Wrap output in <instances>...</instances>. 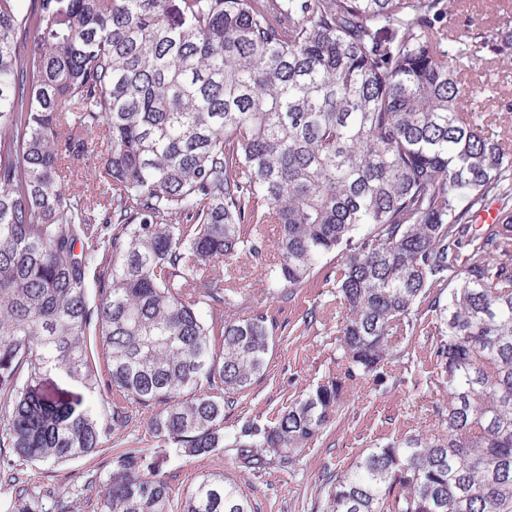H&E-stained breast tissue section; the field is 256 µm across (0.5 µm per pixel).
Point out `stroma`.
Wrapping results in <instances>:
<instances>
[{"label": "stroma", "instance_id": "stroma-1", "mask_svg": "<svg viewBox=\"0 0 512 512\" xmlns=\"http://www.w3.org/2000/svg\"><path fill=\"white\" fill-rule=\"evenodd\" d=\"M249 293L237 312L247 316L267 309L277 327L264 375L236 397L224 411V435L231 438L242 426L270 425L298 395L335 377L338 371L336 325L345 310L324 288H306L291 299L271 284L264 267L247 276ZM313 326H305L308 313ZM437 319L424 313L417 335L404 337L408 361L389 370L387 379L363 377L346 381L336 419L311 443L294 468L277 467L258 474L239 471L234 459L215 451L187 456L149 442L145 449L160 462L159 477L167 482L174 500L184 498L203 476L224 474L237 480L249 495L255 512H320L328 490L327 477L343 470L366 449L410 435L438 433L437 407L448 403V387L436 363ZM148 413H140L128 427L102 438V450L45 466L25 463L21 469L31 491H54L72 501L75 512H93L96 492L89 480H104L112 469L111 447L143 437Z\"/></svg>", "mask_w": 512, "mask_h": 512}]
</instances>
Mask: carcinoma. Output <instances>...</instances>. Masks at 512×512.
Here are the masks:
<instances>
[{"instance_id":"obj_1","label":"carcinoma","mask_w":512,"mask_h":512,"mask_svg":"<svg viewBox=\"0 0 512 512\" xmlns=\"http://www.w3.org/2000/svg\"><path fill=\"white\" fill-rule=\"evenodd\" d=\"M18 2L0 0V465L75 459L154 405L148 432L178 453L291 469L345 381L402 362L426 302L442 429L356 457L323 512H512V209L475 224L512 195V95L464 111L463 68L512 60V0H493L490 30L451 32L453 0ZM74 175L92 191L70 192ZM267 224L287 298L336 254L322 287L346 309L342 373L227 442L224 406L274 340L266 313H233ZM100 250L112 270L92 305ZM53 371L107 386L109 414L46 391ZM118 447L97 512H254L222 475L175 510L156 461ZM46 496L22 488L4 512H71Z\"/></svg>"}]
</instances>
